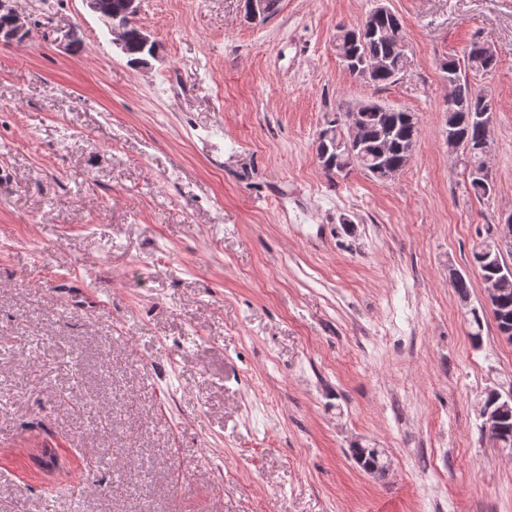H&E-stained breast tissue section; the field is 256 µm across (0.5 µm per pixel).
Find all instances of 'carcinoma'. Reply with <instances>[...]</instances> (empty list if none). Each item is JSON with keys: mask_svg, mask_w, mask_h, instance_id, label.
<instances>
[{"mask_svg": "<svg viewBox=\"0 0 512 512\" xmlns=\"http://www.w3.org/2000/svg\"><path fill=\"white\" fill-rule=\"evenodd\" d=\"M380 26L393 30L394 36L388 39L368 37L362 41L356 40L355 29L346 26L339 27L340 43L336 53L345 62L350 71L360 69L363 62L369 58L381 57L388 60L389 67L370 76L373 86L379 88L393 83L406 63L401 57L398 40L407 38V33L400 18H386L377 21ZM119 52L127 59V63L137 67L149 49L139 41V25L131 23L127 28V40ZM497 64V56L488 55L479 60H473L472 53H467L461 60H448L442 64V70L448 74V81L455 84L458 90L459 102L448 117L455 124L463 142L476 143L482 132L478 117L480 105L488 94L475 89L470 80L471 72H490ZM361 129L359 146L348 150L341 144L342 134L334 130L330 135L316 141V152L326 171L337 168L358 167L372 174L375 159L383 157L385 167L401 170L405 165L407 147L411 142H417L419 128L416 122L408 119V112L395 110L372 101L361 103ZM491 237H486L472 248V258L479 268L481 277L498 279L504 275L507 268L505 258L490 249ZM497 330L503 336H512V288L503 289L501 294L490 306ZM493 404L499 421L500 430L489 434L484 427H479L480 437L488 438L499 448H512V394L502 395L496 390L485 393L480 402V408ZM351 457L358 460V466L366 473L382 476L386 472V459L378 448L358 447L350 449Z\"/></svg>", "mask_w": 512, "mask_h": 512, "instance_id": "obj_1", "label": "carcinoma"}]
</instances>
